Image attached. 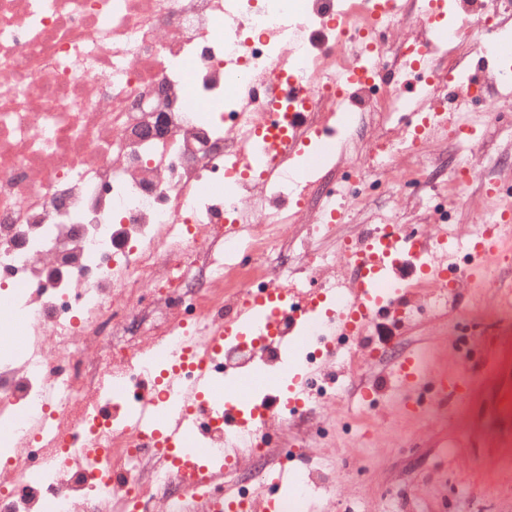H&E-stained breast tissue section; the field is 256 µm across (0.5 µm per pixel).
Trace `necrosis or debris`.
Instances as JSON below:
<instances>
[{
  "mask_svg": "<svg viewBox=\"0 0 512 512\" xmlns=\"http://www.w3.org/2000/svg\"><path fill=\"white\" fill-rule=\"evenodd\" d=\"M413 10L412 0L376 16L335 0H0V512H211L226 489L253 512L288 461V422L320 431L311 416L332 384L319 373L327 318L315 306L303 312L301 355L284 319L211 355L215 381L284 374L297 359L309 393L288 420L253 402L230 428L223 404L211 405L201 443L217 471L176 470L138 419L174 415L163 381L173 359L188 337L244 312L251 293L356 305L339 267L359 241L321 248L336 227L308 212L309 174L355 149V182L325 192L348 210L366 206L377 180L429 183V169L398 166L427 147L397 120L417 61L432 66L427 112L469 111L512 78L494 68L472 85L464 63L502 53L488 36L512 24V0H448L447 23L398 40ZM285 74L313 102L304 167L251 157L258 101ZM159 119L163 137L141 139ZM291 224L300 235L284 236ZM292 484L283 512H306L333 480L308 468Z\"/></svg>",
  "mask_w": 512,
  "mask_h": 512,
  "instance_id": "necrosis-or-debris-1",
  "label": "necrosis or debris"
}]
</instances>
